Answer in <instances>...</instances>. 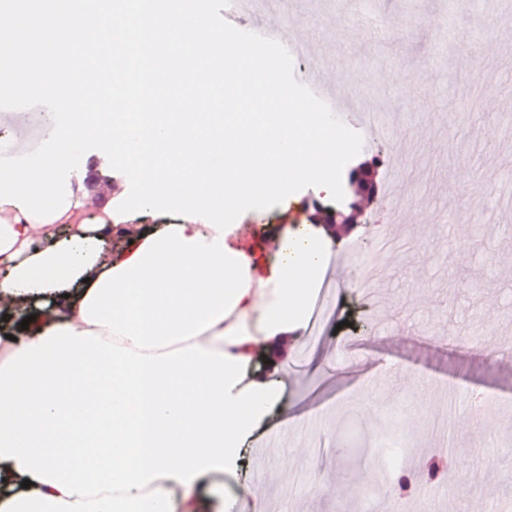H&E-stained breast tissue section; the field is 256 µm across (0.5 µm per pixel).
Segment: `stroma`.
Segmentation results:
<instances>
[{"mask_svg":"<svg viewBox=\"0 0 512 512\" xmlns=\"http://www.w3.org/2000/svg\"><path fill=\"white\" fill-rule=\"evenodd\" d=\"M402 36L366 39L348 33L339 0H297L284 25L303 31L324 55L323 68L345 93L386 115L380 139L351 144L347 164L379 157L373 198L362 199L356 227L334 253L355 251L362 264L378 253L386 218L399 204L427 214L402 224L388 252L385 300L364 299L357 273L333 288L328 266L321 297L340 299L316 343L300 337L276 359L286 386L260 436L282 432V444L249 447L236 475L212 478V502L255 488L277 512H360L363 493L377 486L379 463L361 454L375 418L374 402L417 393L430 396L438 380L461 392L498 400V418L472 423L461 402L448 404L447 429L435 427L438 408L424 409L411 434L409 467L426 449L451 463L445 482L424 483L414 512H484L489 500L512 495V372L499 369L498 348L512 338V233L495 229L503 194L485 187L489 163L512 169V0H484L494 24L486 49L446 36L434 43L421 16L461 12L460 29L477 24L462 0H374ZM332 205L313 177L289 184L262 205L234 215L251 246L260 226L307 223L313 204Z\"/></svg>","mask_w":512,"mask_h":512,"instance_id":"1","label":"stroma"}]
</instances>
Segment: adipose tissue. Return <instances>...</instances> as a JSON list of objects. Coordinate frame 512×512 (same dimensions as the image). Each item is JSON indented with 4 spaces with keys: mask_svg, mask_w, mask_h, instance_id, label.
Segmentation results:
<instances>
[{
    "mask_svg": "<svg viewBox=\"0 0 512 512\" xmlns=\"http://www.w3.org/2000/svg\"><path fill=\"white\" fill-rule=\"evenodd\" d=\"M206 0H143L142 26L158 56L184 26L195 39L184 77L209 70L204 112L148 110L48 123L38 168H0V512H210L208 483L236 474L254 432L277 407L282 378L254 360L294 344L334 245L331 229L284 226L261 253L237 245L224 221L239 202L274 193L333 162L343 143L302 104L283 112L270 77L223 74L232 50L199 25ZM116 0H5L0 94L23 88L60 108L113 98L88 82L100 42L124 52L130 26ZM90 29L86 52L62 58L71 25ZM118 154L139 183L124 206H163L178 221L128 226L108 249L78 192L54 173L75 136ZM223 151L224 165L198 159ZM73 227L52 242L56 225ZM32 315L28 328L15 309Z\"/></svg>",
    "mask_w": 512,
    "mask_h": 512,
    "instance_id": "1",
    "label": "adipose tissue"
}]
</instances>
